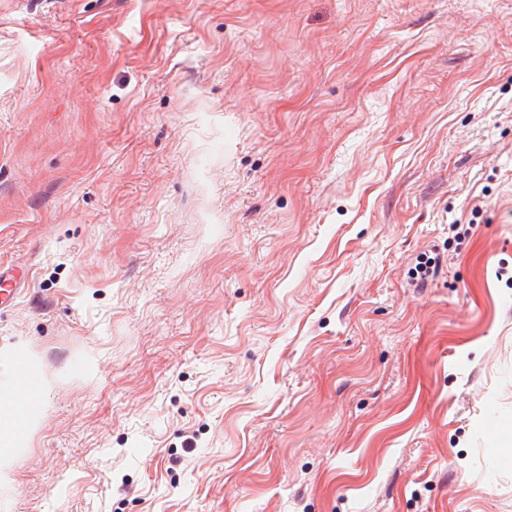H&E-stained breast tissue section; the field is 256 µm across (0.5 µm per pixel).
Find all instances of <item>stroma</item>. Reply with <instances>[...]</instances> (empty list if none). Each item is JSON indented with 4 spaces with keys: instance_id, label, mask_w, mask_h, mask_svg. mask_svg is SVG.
Segmentation results:
<instances>
[{
    "instance_id": "35a3bbf8",
    "label": "stroma",
    "mask_w": 512,
    "mask_h": 512,
    "mask_svg": "<svg viewBox=\"0 0 512 512\" xmlns=\"http://www.w3.org/2000/svg\"><path fill=\"white\" fill-rule=\"evenodd\" d=\"M0 512H512V0H0ZM16 364L21 371L18 375L16 387V401L12 412L15 421L22 425L26 416L31 414L37 404V392L34 377L22 370L25 363L24 357L19 355L15 359ZM10 408H0V447L15 448L18 444V430L14 422ZM2 442L4 445H2Z\"/></svg>"
}]
</instances>
